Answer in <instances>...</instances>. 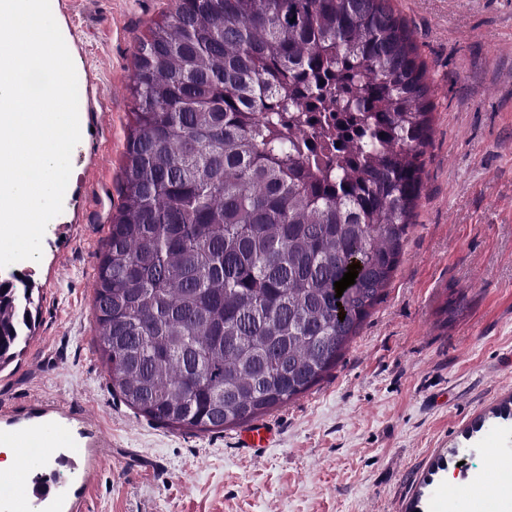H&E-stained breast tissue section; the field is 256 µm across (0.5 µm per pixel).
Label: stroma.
Segmentation results:
<instances>
[{"label":"stroma","instance_id":"1","mask_svg":"<svg viewBox=\"0 0 512 512\" xmlns=\"http://www.w3.org/2000/svg\"><path fill=\"white\" fill-rule=\"evenodd\" d=\"M175 0H53L75 69L81 140L62 212L30 273L36 331L0 370V429L47 406L76 440L32 512H464L512 471V0H394L428 67L431 142L415 224L384 295L336 367L243 428L192 433L137 416L93 341L98 257L121 202L134 51ZM479 433L470 428L478 418ZM472 447L465 457L459 448Z\"/></svg>","mask_w":512,"mask_h":512}]
</instances>
